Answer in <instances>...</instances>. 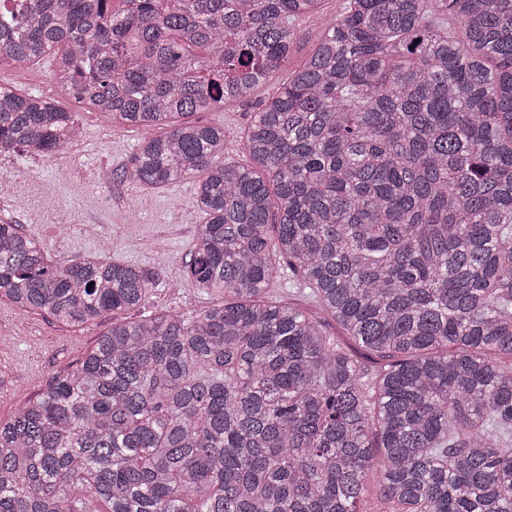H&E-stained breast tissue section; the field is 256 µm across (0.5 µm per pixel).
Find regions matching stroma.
Here are the masks:
<instances>
[{
	"instance_id": "obj_1",
	"label": "stroma",
	"mask_w": 512,
	"mask_h": 512,
	"mask_svg": "<svg viewBox=\"0 0 512 512\" xmlns=\"http://www.w3.org/2000/svg\"><path fill=\"white\" fill-rule=\"evenodd\" d=\"M287 79V71L280 72L251 99L199 114L201 123L224 128L225 156L245 161L243 133L251 117L261 100ZM0 84L47 93L52 74L42 63L22 70L0 64ZM78 121L83 139L64 160L37 154L22 160L9 153L0 157V170L17 176L0 200V218L24 225L58 261L83 260L99 253L108 240L111 257L151 270L156 284L137 318L165 310L190 319L218 303V295L195 288L186 279L180 262L196 231L195 180L147 190L120 178L141 131L124 126L104 129L94 112L80 113ZM105 165L117 173L108 187L97 178ZM111 322L107 315L96 326L72 329L1 299L0 326L10 334L0 338V420L11 418L58 373L75 368Z\"/></svg>"
}]
</instances>
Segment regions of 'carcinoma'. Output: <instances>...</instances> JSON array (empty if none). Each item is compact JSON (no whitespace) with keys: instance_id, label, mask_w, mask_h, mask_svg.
Instances as JSON below:
<instances>
[{"instance_id":"1","label":"carcinoma","mask_w":512,"mask_h":512,"mask_svg":"<svg viewBox=\"0 0 512 512\" xmlns=\"http://www.w3.org/2000/svg\"><path fill=\"white\" fill-rule=\"evenodd\" d=\"M323 2L0 0L1 60L55 52V95L0 85V153L64 155L61 99L144 130L123 176L197 179L183 267L224 296L119 319L147 270L0 219V298L112 314L0 421V512H512V0H344L224 157L189 117L251 97Z\"/></svg>"}]
</instances>
